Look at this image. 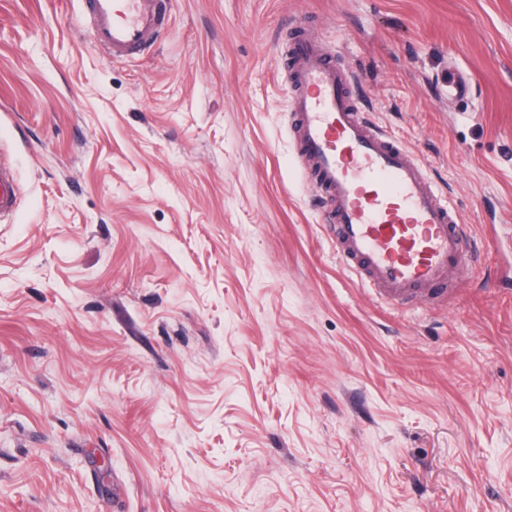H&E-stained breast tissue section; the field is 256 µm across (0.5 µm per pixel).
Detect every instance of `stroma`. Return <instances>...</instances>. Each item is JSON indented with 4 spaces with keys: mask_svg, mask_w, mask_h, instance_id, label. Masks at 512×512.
Returning a JSON list of instances; mask_svg holds the SVG:
<instances>
[{
    "mask_svg": "<svg viewBox=\"0 0 512 512\" xmlns=\"http://www.w3.org/2000/svg\"><path fill=\"white\" fill-rule=\"evenodd\" d=\"M78 11L0 0V512H512V0H172L133 63ZM304 29L467 225L450 304L337 260ZM18 184L14 169L0 158V222L7 221L18 208Z\"/></svg>",
    "mask_w": 512,
    "mask_h": 512,
    "instance_id": "stroma-1",
    "label": "stroma"
}]
</instances>
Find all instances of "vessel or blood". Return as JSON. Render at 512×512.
Returning a JSON list of instances; mask_svg holds the SVG:
<instances>
[{
  "label": "vessel or blood",
  "mask_w": 512,
  "mask_h": 512,
  "mask_svg": "<svg viewBox=\"0 0 512 512\" xmlns=\"http://www.w3.org/2000/svg\"><path fill=\"white\" fill-rule=\"evenodd\" d=\"M79 2L96 45L116 61L154 51L171 11V0ZM287 56L289 128L337 258L381 302L446 304L475 265L455 208L403 143L362 111L354 74L322 39L302 33ZM18 201L15 172L0 160V222Z\"/></svg>",
  "instance_id": "b4317fda"
}]
</instances>
